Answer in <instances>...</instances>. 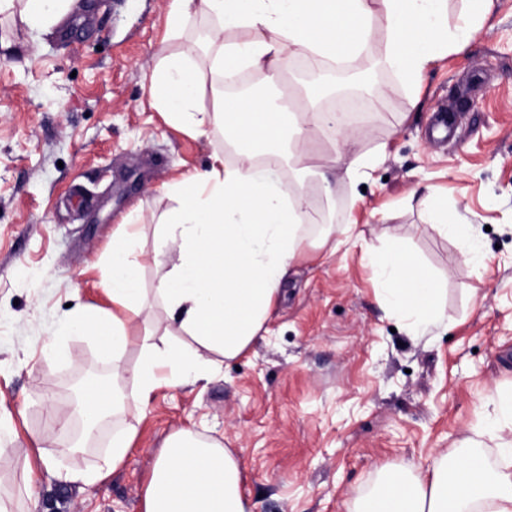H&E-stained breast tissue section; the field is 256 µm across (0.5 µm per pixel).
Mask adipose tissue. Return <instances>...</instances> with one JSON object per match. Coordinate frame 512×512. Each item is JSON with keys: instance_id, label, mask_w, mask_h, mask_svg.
<instances>
[{"instance_id": "1", "label": "adipose tissue", "mask_w": 512, "mask_h": 512, "mask_svg": "<svg viewBox=\"0 0 512 512\" xmlns=\"http://www.w3.org/2000/svg\"><path fill=\"white\" fill-rule=\"evenodd\" d=\"M74 0H0V15L18 18L32 30L57 24ZM492 0H468L456 23L448 21L447 0H173L168 17L178 33L192 11L213 22L206 35L212 48L211 111L200 110L202 83L196 66L184 56L165 58L151 77L159 108L190 131L205 134L222 127L243 158L225 162L214 153L208 169L185 176L172 193L177 204L161 226L160 237L175 256L156 293L167 315L166 332L191 337L188 345L158 346L151 336L135 334L143 314L141 265L130 246L137 227L125 225L102 269V285L112 300V320L102 323L85 311L74 321L81 332L112 351V385L85 387L78 412L87 423L110 413L125 425L112 434L103 463L91 472L66 471L58 480L96 485L123 465L137 434L136 422L160 386L208 380L216 368L213 354L234 359L244 354L264 329L288 267L308 237L309 202L301 183L288 184L254 152L278 156L287 151L303 161L302 145L316 129L329 125L325 113L311 108L285 112L260 98L225 95L223 80L252 70L259 84L278 86L286 51L318 65L347 64L384 31L381 63L407 87L448 52L462 49L466 35L487 16ZM239 37L225 40V31ZM425 213L442 234L464 240L463 255L474 259L469 222L449 209L437 190H429ZM389 309L414 333L441 322L444 311L433 275L414 264L397 246L367 252ZM138 344L142 358L131 369L121 356ZM480 434L496 440L503 461L488 468L478 455L452 463L390 471L386 486L367 497L358 512H512V392L497 393ZM242 470L233 449L189 429L165 440L145 482L140 512H253L241 492Z\"/></svg>"}]
</instances>
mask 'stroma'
Masks as SVG:
<instances>
[{"instance_id": "1", "label": "stroma", "mask_w": 512, "mask_h": 512, "mask_svg": "<svg viewBox=\"0 0 512 512\" xmlns=\"http://www.w3.org/2000/svg\"><path fill=\"white\" fill-rule=\"evenodd\" d=\"M172 0H79L62 22L0 58V498L12 512H140V493L165 438L188 428L236 450L254 512H355L388 471L471 447L489 464L496 443L474 432L496 391L512 389V0H494L465 48L426 69L419 89L382 71L370 117L336 165L331 191L303 175L315 214L333 200L335 248H304L250 349L220 360L209 382L160 387L125 464L91 488L54 470H91L112 439L83 453L61 446L50 409L77 372L111 370L112 353L67 331L75 310L112 304L100 267L122 221L138 224L134 254L150 319L139 333L166 344L155 294L165 268L158 225L168 187L208 167L224 133L173 124L150 93L161 58L187 53L212 84L190 15L177 35ZM383 154L365 180L345 169ZM439 188L465 214L479 262L438 234L422 198ZM402 247L429 270L446 320L412 335L389 312L367 247ZM35 496L24 476L38 456Z\"/></svg>"}]
</instances>
